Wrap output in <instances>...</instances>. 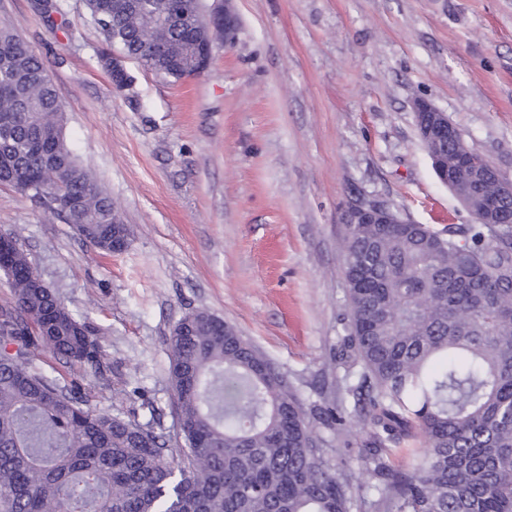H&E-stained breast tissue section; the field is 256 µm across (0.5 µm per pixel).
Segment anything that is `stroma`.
Segmentation results:
<instances>
[{"instance_id": "stroma-1", "label": "stroma", "mask_w": 512, "mask_h": 512, "mask_svg": "<svg viewBox=\"0 0 512 512\" xmlns=\"http://www.w3.org/2000/svg\"><path fill=\"white\" fill-rule=\"evenodd\" d=\"M0 0L63 93L80 163L130 229L103 253L73 225L0 185V232L103 349L99 368L50 349L34 366L91 407L174 435L167 339L188 313L232 324L282 372L333 467L377 499L359 467V424L316 407L346 398L342 215L380 201L438 231L473 218L436 177L411 103L445 112L512 181V0H235L233 46L200 76L124 60L120 92L84 0Z\"/></svg>"}]
</instances>
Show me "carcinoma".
I'll use <instances>...</instances> for the list:
<instances>
[{
	"mask_svg": "<svg viewBox=\"0 0 512 512\" xmlns=\"http://www.w3.org/2000/svg\"><path fill=\"white\" fill-rule=\"evenodd\" d=\"M105 41L178 79L199 35L158 0H85ZM39 55L0 28V185L35 198L112 253L110 197L64 132L63 95ZM501 223L349 224L342 273L350 312L338 360L365 418L361 468L384 512H512V196ZM14 306L0 311V512H355L349 480L316 442L287 379L207 310L168 339L175 444L91 407L32 366L44 346L95 367L100 344L59 292L11 251ZM418 436L408 471L390 459Z\"/></svg>",
	"mask_w": 512,
	"mask_h": 512,
	"instance_id": "cac0c4a2",
	"label": "carcinoma"
}]
</instances>
